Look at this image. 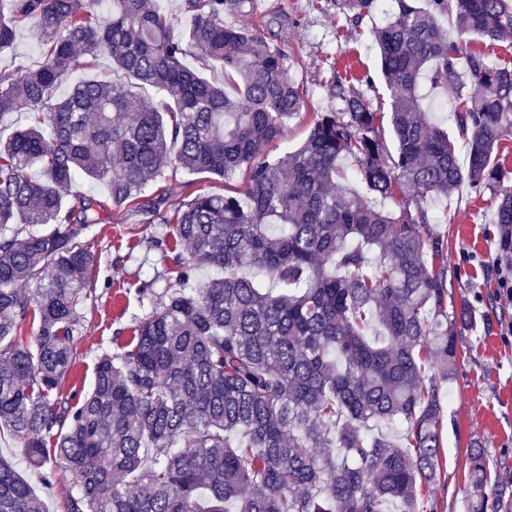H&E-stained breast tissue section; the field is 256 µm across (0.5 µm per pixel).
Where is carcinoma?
<instances>
[{
	"instance_id": "carcinoma-1",
	"label": "carcinoma",
	"mask_w": 512,
	"mask_h": 512,
	"mask_svg": "<svg viewBox=\"0 0 512 512\" xmlns=\"http://www.w3.org/2000/svg\"><path fill=\"white\" fill-rule=\"evenodd\" d=\"M245 2L185 0L180 35L148 0L104 11L102 0H11L0 11V52L20 18L43 47L37 68L0 71V116L29 118L0 128V431L23 441L44 481L73 474L67 512H437L441 390L476 318L464 306L448 316V240L435 231L448 215L424 200L500 184L512 64L463 37L512 33V0H390L372 34L395 151L378 134L383 113L333 68L325 88L342 106L315 113L304 144L276 157L266 147L307 93L283 49L226 21ZM325 9L357 26L379 0ZM102 54L164 100L88 76ZM218 71L224 80L208 77ZM450 74L463 157L419 95L423 78L439 87ZM346 158L365 193L339 186ZM171 166L220 180L240 171L244 187L185 200L162 184ZM79 176L106 183L107 200L69 201ZM498 193L499 260L512 265V188ZM121 209L172 225L161 252H188L176 284L140 288L151 310L129 343L99 356L92 388L66 397L78 309L92 296L81 233ZM27 322L32 348L16 341ZM467 460L470 512H487L503 488L485 449ZM0 512H44L3 456Z\"/></svg>"
}]
</instances>
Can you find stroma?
Segmentation results:
<instances>
[{
    "instance_id": "35a3bbf8",
    "label": "stroma",
    "mask_w": 512,
    "mask_h": 512,
    "mask_svg": "<svg viewBox=\"0 0 512 512\" xmlns=\"http://www.w3.org/2000/svg\"><path fill=\"white\" fill-rule=\"evenodd\" d=\"M383 20L382 14H374L349 33L335 14L322 9L321 0H248L237 23L270 31L288 54L291 76L307 92L301 116L286 122L281 136L268 145V155L300 147L314 114L335 107L323 86L331 69H351L361 78L355 91L374 108L388 111L390 92L372 35L373 24ZM40 60L33 22L19 21L13 49L0 54V70L21 63L33 67ZM165 183L173 194L186 198L205 188L232 194L242 189L244 179L237 175L217 182L172 167L165 172ZM495 200L494 190L477 194L466 187L451 199L427 200L431 210L448 215L440 227L448 239V310L456 314L465 306L477 319L475 328L458 338L455 376L444 389L442 442L448 483L437 490L439 512H469L466 450L473 444L485 448L498 481L512 489V298L500 286ZM168 230V225L149 224L142 214L124 211L83 231L94 255V295L81 311L82 338L74 350V367L62 382L63 392H88L98 356L131 336L148 311L138 293L142 283L153 282L161 290L175 281L176 264L151 243ZM0 455L35 488L47 512H66L67 500L77 490L68 471L57 470L51 482H43L30 468L21 443L6 432L0 434Z\"/></svg>"
}]
</instances>
